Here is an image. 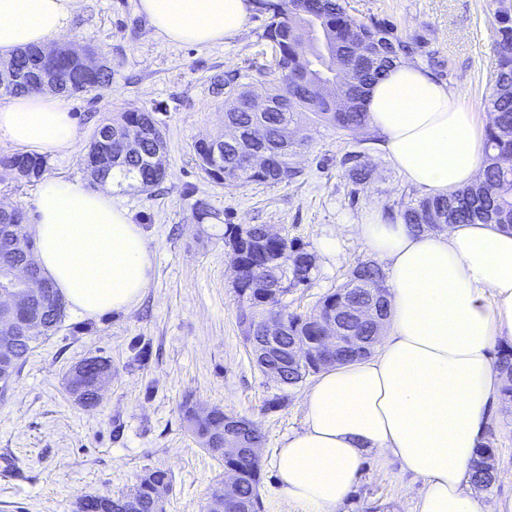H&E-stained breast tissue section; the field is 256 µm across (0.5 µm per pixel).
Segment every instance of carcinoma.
<instances>
[{
	"instance_id": "1",
	"label": "carcinoma",
	"mask_w": 512,
	"mask_h": 512,
	"mask_svg": "<svg viewBox=\"0 0 512 512\" xmlns=\"http://www.w3.org/2000/svg\"><path fill=\"white\" fill-rule=\"evenodd\" d=\"M256 10L265 15L261 38L272 43L275 51L274 68H269L253 59L242 69L227 71L214 78L212 90L243 104L252 97L272 100H289L286 112H245L225 109L224 125L227 132L213 139L224 146V152L216 155L210 145L201 142L193 146L195 164L216 183L242 182L277 185L295 182L302 171L294 166L292 158L295 148L308 141L304 127L308 123L324 124L336 130V134L347 137L368 125L364 101L368 88L394 65L405 62H424L433 68L440 65L436 52L427 49L419 36L401 35L394 25L385 21L364 22L347 12L342 0H306V13L298 9L297 0H255ZM496 54L492 62V92L486 99L487 110L492 119L486 128L485 160L479 181L451 197L410 198L400 204L398 216L404 223L419 231L427 230L426 219L443 227L452 224H499L512 228V5L502 6L498 11ZM40 47L31 46L17 50L0 63V96H15L40 92L34 80L16 81L14 76L33 63V56ZM300 72L305 81L300 87L291 84V75ZM49 77L58 83L63 93L80 95L98 92L112 84V68L108 65L99 71L85 69L80 59L62 53L48 70ZM332 86L336 93L348 98V106L340 112L326 107L325 97L319 88ZM146 125L158 126L153 113L134 109L121 112L109 121H103L94 129L87 155L86 167L92 179H112L133 190L143 184L147 187L159 185L165 178L147 157L160 148H167L162 130H157L154 140L140 138V129ZM116 135L132 137L125 153L113 159L112 165L101 166L99 159L108 151L110 138ZM258 155L263 164L245 167L242 158ZM342 164L348 166V178L352 185L366 182L371 170L362 162V154L352 151L345 155ZM0 167L16 174L26 183L39 180L47 169V161L32 154L16 152L0 158ZM253 250H262V255L242 257L236 251L228 252L230 263L237 264L240 279L233 284L238 297V322L246 341L259 335L261 314L249 311L244 306L250 283L255 280L278 279L282 282L280 296L294 288L304 287L311 281L315 267L314 255L296 239L283 236L279 240L265 238L266 226L252 225ZM299 247L304 256L303 263L287 271L277 265L268 264L277 252ZM35 241L27 226L17 217L0 216V272L14 265L31 267L32 278L41 285L40 293L29 300L33 318L52 317L53 326L35 329L27 335L13 358L0 359V388L19 376L30 352L39 341L51 335L62 322L65 309L57 308L58 291L47 279L34 258ZM385 275L372 260L360 261L349 272L346 280L334 291L323 296L309 313L288 314L287 336L316 335L318 314L332 308L349 290L365 292L372 285L384 287ZM283 387L295 388L307 377L328 368L317 360L298 367H288V342L278 357ZM495 366L505 378L501 395L504 403L512 404V349L499 352ZM112 378V364L102 356L83 360L79 374H69L67 390L73 401L84 405L99 396L102 384ZM181 420L184 428L201 448L210 440L224 434V410L214 407L206 415L197 412V405L187 399L182 407ZM478 469L474 470L472 482L477 489H486L495 481L496 470L483 466V461L494 458L493 448L484 444L479 450ZM243 474L241 495L243 500L255 506V512L263 508L260 496L259 459L241 455L233 460ZM169 493L172 488L171 474L155 468L142 475L128 494L140 501L141 512H166L167 497L158 489ZM120 497L85 496L81 499L80 512H115V502Z\"/></svg>"
}]
</instances>
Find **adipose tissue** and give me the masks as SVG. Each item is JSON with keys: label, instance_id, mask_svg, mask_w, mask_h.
Segmentation results:
<instances>
[{"label": "adipose tissue", "instance_id": "ef3b65f1", "mask_svg": "<svg viewBox=\"0 0 512 512\" xmlns=\"http://www.w3.org/2000/svg\"><path fill=\"white\" fill-rule=\"evenodd\" d=\"M75 0H0V53L47 46ZM253 0H138L167 40L213 44L238 34ZM369 127L393 166L430 197L480 175L485 137L473 112L423 66L406 63L374 83ZM78 129L54 92L0 107V138L65 155ZM354 231L386 271L387 328L377 352L321 373L303 395L304 426L275 457L287 501L306 512H341L366 460L399 465L422 480L418 512H512L480 502L469 479L503 378L491 362L512 339V230L455 224L413 230L369 210ZM35 260L71 309L96 318L134 306L149 288L153 258L143 229L111 188L51 177L33 213Z\"/></svg>", "mask_w": 512, "mask_h": 512}]
</instances>
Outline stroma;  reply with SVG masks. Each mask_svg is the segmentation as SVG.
Returning a JSON list of instances; mask_svg holds the SVG:
<instances>
[{"mask_svg":"<svg viewBox=\"0 0 512 512\" xmlns=\"http://www.w3.org/2000/svg\"><path fill=\"white\" fill-rule=\"evenodd\" d=\"M356 18L392 23L399 33L420 35L447 62L443 76L481 124L492 91L497 0H344ZM264 18L252 13L239 34L211 45L175 44L159 35L137 0H76L58 44L93 48L112 68L103 94L73 95L64 102L80 138L74 151L48 160L47 176L82 184L89 178L85 148L95 127L130 110L154 111L166 141L167 177L147 192L115 188L114 196L144 230L153 257L150 288L131 309L87 319L66 313L55 335L28 356L19 377L0 394V457L18 463L20 474L0 472V512H74L89 495L128 491L145 471L170 470L173 491L167 512H206L211 487L224 466L185 431L181 405L220 407L255 422L263 512H305L286 502L274 466L278 448L305 421L304 387L281 391L251 360L237 321L224 225L265 224L304 243L316 265L309 286L282 299L285 312L305 313L333 291L370 252L352 229L370 209L398 211L420 191L372 144L371 130L343 141L326 126L314 127L294 162L304 175L295 183L265 186L217 184L195 165V142L224 128V99L214 77L244 66L266 51ZM363 147L372 179L352 186L341 158ZM215 220L198 221L197 201ZM338 238L339 253L321 252ZM149 357L136 361L135 348ZM90 356L112 362V380L95 408L75 404L67 372ZM287 393L282 407L270 400ZM497 478L479 500L512 499V406L500 407L490 426ZM423 484L398 468L363 467L343 512H416Z\"/></svg>","mask_w":512,"mask_h":512,"instance_id":"1","label":"stroma"}]
</instances>
